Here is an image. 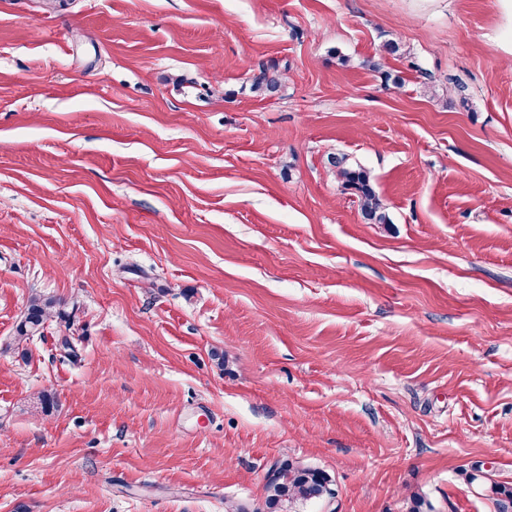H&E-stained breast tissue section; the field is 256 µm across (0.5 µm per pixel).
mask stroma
Instances as JSON below:
<instances>
[{"instance_id":"35a3bbf8","label":"stroma","mask_w":512,"mask_h":512,"mask_svg":"<svg viewBox=\"0 0 512 512\" xmlns=\"http://www.w3.org/2000/svg\"><path fill=\"white\" fill-rule=\"evenodd\" d=\"M509 33L498 0H0V512H254L286 457L331 479L301 512H498ZM281 75L270 73V70L261 67L259 73L254 75L251 83V90L258 96H269L281 86ZM331 163L343 190L356 197L363 219L370 224H391L370 174L361 167L347 165L345 157H333ZM55 306L56 300L52 296L31 297L24 318L17 327L19 342L26 341L35 333H41Z\"/></svg>"}]
</instances>
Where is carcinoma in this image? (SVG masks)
Here are the masks:
<instances>
[{
    "instance_id": "1",
    "label": "carcinoma",
    "mask_w": 512,
    "mask_h": 512,
    "mask_svg": "<svg viewBox=\"0 0 512 512\" xmlns=\"http://www.w3.org/2000/svg\"><path fill=\"white\" fill-rule=\"evenodd\" d=\"M281 86V75L264 67L254 75L251 90L258 96H269ZM336 175L344 191L356 197L364 220L370 224H389L390 217L380 199L370 174L361 167H351L343 157L331 159ZM56 300L51 296H33L30 298L23 320L17 327V337L25 341L41 332L51 316ZM265 506L269 512H295V507L313 500L333 496L329 476L319 470L304 467L292 461L285 467H273L267 477ZM498 495V512L512 509V488L494 485L491 487Z\"/></svg>"
}]
</instances>
